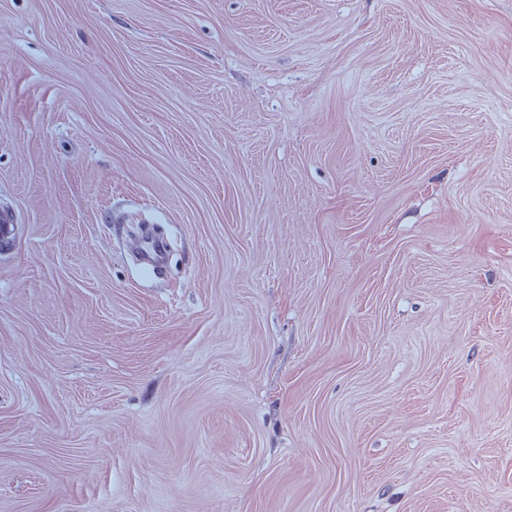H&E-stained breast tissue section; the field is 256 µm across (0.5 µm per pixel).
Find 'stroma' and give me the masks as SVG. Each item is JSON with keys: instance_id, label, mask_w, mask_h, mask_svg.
<instances>
[{"instance_id": "1", "label": "stroma", "mask_w": 512, "mask_h": 512, "mask_svg": "<svg viewBox=\"0 0 512 512\" xmlns=\"http://www.w3.org/2000/svg\"><path fill=\"white\" fill-rule=\"evenodd\" d=\"M2 209L0 512H512V0H0Z\"/></svg>"}]
</instances>
